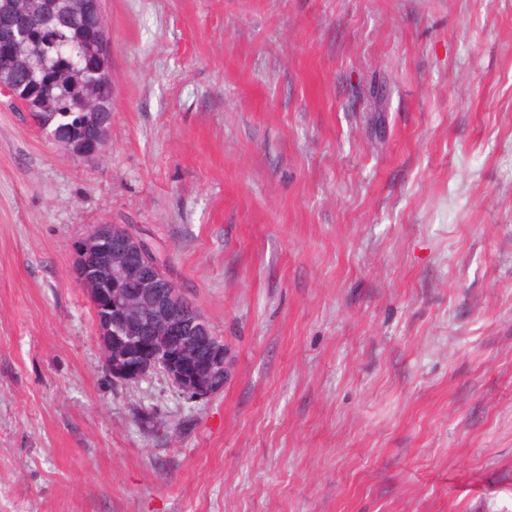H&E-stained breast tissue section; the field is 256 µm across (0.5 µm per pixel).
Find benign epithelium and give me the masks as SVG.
<instances>
[{"instance_id": "1", "label": "benign epithelium", "mask_w": 512, "mask_h": 512, "mask_svg": "<svg viewBox=\"0 0 512 512\" xmlns=\"http://www.w3.org/2000/svg\"><path fill=\"white\" fill-rule=\"evenodd\" d=\"M25 37L19 28L11 40H0V59L13 58ZM109 128L86 148L65 130L51 138L69 152L83 156L101 149ZM74 272L86 289L97 333L112 378L138 381L150 368L131 363L130 350L161 348V372L171 388L189 402L207 400L224 389V340L207 319L187 304L185 290L166 263L142 237L120 224H98L79 242Z\"/></svg>"}]
</instances>
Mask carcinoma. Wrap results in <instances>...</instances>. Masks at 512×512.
Here are the masks:
<instances>
[{"mask_svg":"<svg viewBox=\"0 0 512 512\" xmlns=\"http://www.w3.org/2000/svg\"><path fill=\"white\" fill-rule=\"evenodd\" d=\"M15 0H0V37L10 34L14 18L8 5ZM83 0H46L26 18L31 37L23 54L29 64L43 65L52 76L48 85L34 84L27 67L0 60V73H10L14 85L50 99V109L41 113V124L74 129L83 138L94 137V121L85 111V98L94 96L112 102V84L97 79L94 62L100 41L106 37L103 12L81 7Z\"/></svg>","mask_w":512,"mask_h":512,"instance_id":"cac0c4a2","label":"carcinoma"}]
</instances>
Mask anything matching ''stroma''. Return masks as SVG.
Masks as SVG:
<instances>
[{"mask_svg":"<svg viewBox=\"0 0 512 512\" xmlns=\"http://www.w3.org/2000/svg\"><path fill=\"white\" fill-rule=\"evenodd\" d=\"M91 158L0 95V512H512V0H104ZM127 224L224 340L107 372Z\"/></svg>","mask_w":512,"mask_h":512,"instance_id":"stroma-1","label":"stroma"}]
</instances>
